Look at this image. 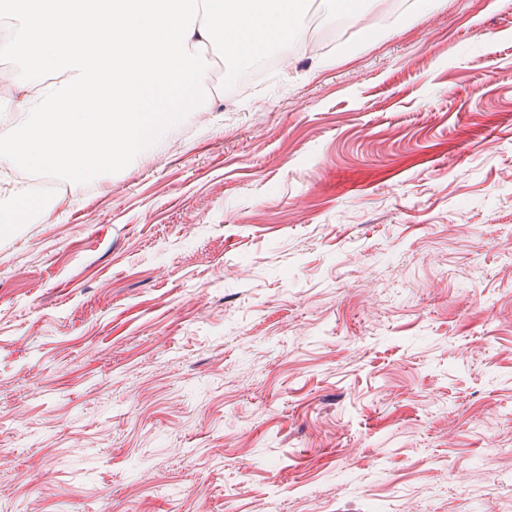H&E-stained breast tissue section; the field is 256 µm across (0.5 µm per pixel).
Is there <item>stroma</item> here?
<instances>
[{"mask_svg":"<svg viewBox=\"0 0 512 512\" xmlns=\"http://www.w3.org/2000/svg\"><path fill=\"white\" fill-rule=\"evenodd\" d=\"M0 241V512H512V0H371Z\"/></svg>","mask_w":512,"mask_h":512,"instance_id":"35a3bbf8","label":"stroma"}]
</instances>
